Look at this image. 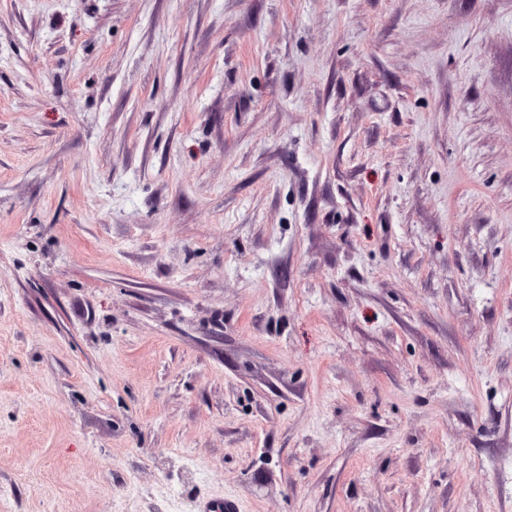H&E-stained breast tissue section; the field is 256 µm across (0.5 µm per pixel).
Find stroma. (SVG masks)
Returning a JSON list of instances; mask_svg holds the SVG:
<instances>
[{
  "mask_svg": "<svg viewBox=\"0 0 512 512\" xmlns=\"http://www.w3.org/2000/svg\"><path fill=\"white\" fill-rule=\"evenodd\" d=\"M512 512V0H0V512Z\"/></svg>",
  "mask_w": 512,
  "mask_h": 512,
  "instance_id": "stroma-1",
  "label": "stroma"
}]
</instances>
